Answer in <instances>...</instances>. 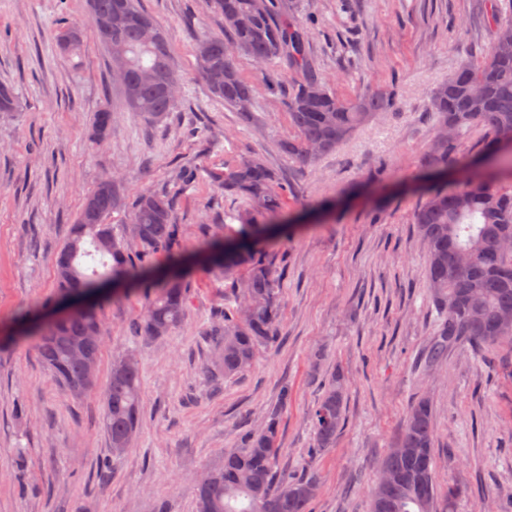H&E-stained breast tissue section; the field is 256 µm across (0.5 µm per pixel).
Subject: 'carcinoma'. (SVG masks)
<instances>
[{
	"label": "carcinoma",
	"mask_w": 512,
	"mask_h": 512,
	"mask_svg": "<svg viewBox=\"0 0 512 512\" xmlns=\"http://www.w3.org/2000/svg\"><path fill=\"white\" fill-rule=\"evenodd\" d=\"M224 18V35L201 40L197 57L211 94L224 105L247 113L253 88L240 75L234 52L257 63L276 61L302 73L288 91V117L297 136L284 143L288 156L302 165L336 149L356 128L376 113L393 107L392 91L366 90L353 100L331 94L306 53L301 33L288 19L276 18L277 0H213ZM90 24L95 37L108 50L122 52L126 83L120 85L127 107L150 122H163L176 99L164 94L151 77L174 82L180 75L171 44L139 0H89ZM497 35L481 58L464 62L430 94V112L436 133L422 167L430 180L441 171L470 162L480 181L448 191L429 188L412 213L426 248V271L431 301L438 313L433 339L423 363L442 362L448 349L466 344L481 353L512 338V323L499 315L512 314V0H493ZM81 31L65 24L57 41L61 49H75ZM13 86L0 83V115L19 111ZM112 126V112L103 108L94 117L95 133L103 136ZM473 127L483 130L478 146L466 147ZM456 140L448 142V131ZM224 192L246 199L238 212L239 227L232 238L214 240L203 248V259L231 280V301L210 330L217 340L212 370L234 377L253 364L260 347L277 337L280 315L279 273L270 255L276 235L291 227L280 214L283 184L257 155L243 157L224 172ZM117 187L100 183L90 193L70 228L55 260L58 287L67 295L84 289V307L60 320L50 317L30 325L11 342L31 340L42 361L68 391L81 396L92 391L96 378L85 371L83 359L99 360L102 320L97 306L100 289L126 286L139 277L154 285L141 321L140 336L160 338L177 329L185 315L184 273L179 268L178 227L174 202L153 191L140 193L131 203L130 226L124 237L106 223L120 204ZM159 252L170 255L173 274H151V260ZM466 263H457L459 255ZM141 375L135 357L127 354L112 367L104 392V426L112 454L129 447L140 419ZM345 389L341 375L324 383L323 394L310 414L317 448H331L345 421ZM278 414H269L265 427L248 431L238 449L224 453L218 469L206 473L194 486L197 512H309L316 481L275 470ZM400 454L387 452L379 472L389 470L397 491L383 494L375 479L370 512H437L439 499L453 506L459 488L448 484L441 491L435 479L434 423L429 400L415 401L399 436Z\"/></svg>",
	"instance_id": "1"
}]
</instances>
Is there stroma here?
<instances>
[{"label": "stroma", "mask_w": 512, "mask_h": 512, "mask_svg": "<svg viewBox=\"0 0 512 512\" xmlns=\"http://www.w3.org/2000/svg\"><path fill=\"white\" fill-rule=\"evenodd\" d=\"M484 4L284 0L329 92H396L392 109L304 166L281 147L294 134L287 88L301 72L276 64L262 71L240 53L237 67L254 89L250 114L209 92L196 44L224 32L210 0H141L165 30L180 74L176 108L159 125L126 107L87 0H0V82L15 85L23 104L0 117V336L25 316L61 309L56 253L104 177L121 196L108 218L115 233L138 194L166 192L182 251L194 261L185 317L171 335H133L143 291L101 298L106 335L89 394L71 396L34 344L0 345V512H197L192 477L223 461L274 409L276 468L316 478L311 512H369L378 465L422 397L433 404L437 483L463 489L455 512H512V344L481 358L461 345L424 367L436 312L411 221L434 135L429 93L493 43ZM63 17L81 30L78 52L56 45ZM104 107L112 126L100 140L92 121ZM249 154L285 184L283 213L295 227L275 250L284 272L278 336L248 371L224 379L212 374L210 329L230 290L193 255L237 229L244 201L226 195L218 178ZM185 169L193 174L187 182ZM121 354L138 361L141 411L130 447L116 457L103 391ZM336 372L346 382V419L335 447L319 451L309 415L323 379ZM285 383L292 396L283 406Z\"/></svg>", "instance_id": "1"}]
</instances>
